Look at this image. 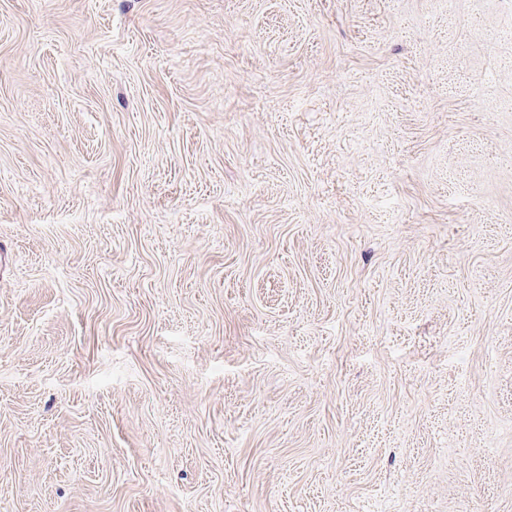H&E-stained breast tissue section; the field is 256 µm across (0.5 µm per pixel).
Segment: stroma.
<instances>
[{
	"instance_id": "35a3bbf8",
	"label": "stroma",
	"mask_w": 512,
	"mask_h": 512,
	"mask_svg": "<svg viewBox=\"0 0 512 512\" xmlns=\"http://www.w3.org/2000/svg\"><path fill=\"white\" fill-rule=\"evenodd\" d=\"M512 512V0H0V512Z\"/></svg>"
}]
</instances>
